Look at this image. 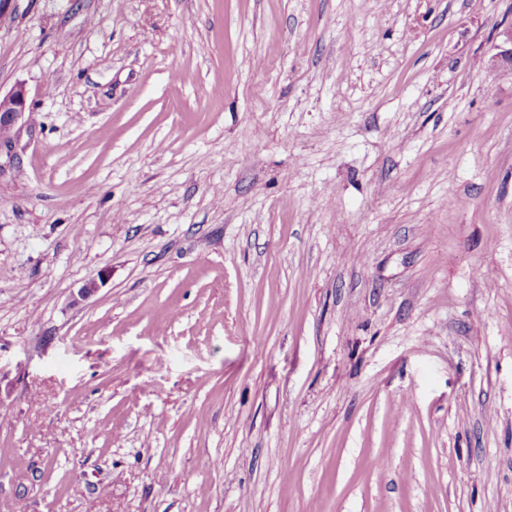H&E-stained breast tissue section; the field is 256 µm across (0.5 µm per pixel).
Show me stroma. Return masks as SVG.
I'll return each mask as SVG.
<instances>
[{
  "mask_svg": "<svg viewBox=\"0 0 512 512\" xmlns=\"http://www.w3.org/2000/svg\"><path fill=\"white\" fill-rule=\"evenodd\" d=\"M511 23L10 0L0 512H512ZM500 44L498 52L488 59L487 67L491 71L504 75L512 74V25L498 32ZM30 105L27 103V93L22 85H17L2 95L0 91V128L8 130L9 136L0 139V168L1 148L7 147L10 137L19 122L29 119Z\"/></svg>",
  "mask_w": 512,
  "mask_h": 512,
  "instance_id": "obj_1",
  "label": "stroma"
}]
</instances>
